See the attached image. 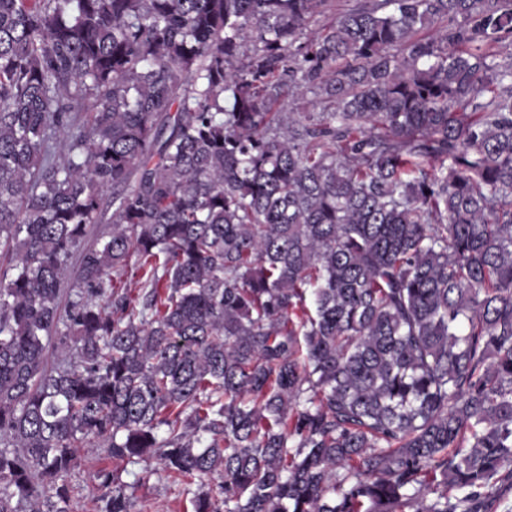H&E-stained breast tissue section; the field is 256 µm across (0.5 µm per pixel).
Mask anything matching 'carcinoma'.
<instances>
[{"label": "carcinoma", "instance_id": "obj_1", "mask_svg": "<svg viewBox=\"0 0 512 512\" xmlns=\"http://www.w3.org/2000/svg\"><path fill=\"white\" fill-rule=\"evenodd\" d=\"M331 7L0 0V512H491L512 0ZM112 469V459L97 451L83 458L79 467L72 473L69 482L72 489V507L74 512H100L94 475L100 469ZM174 489L167 480L152 478L135 489L133 512H189V503Z\"/></svg>", "mask_w": 512, "mask_h": 512}]
</instances>
